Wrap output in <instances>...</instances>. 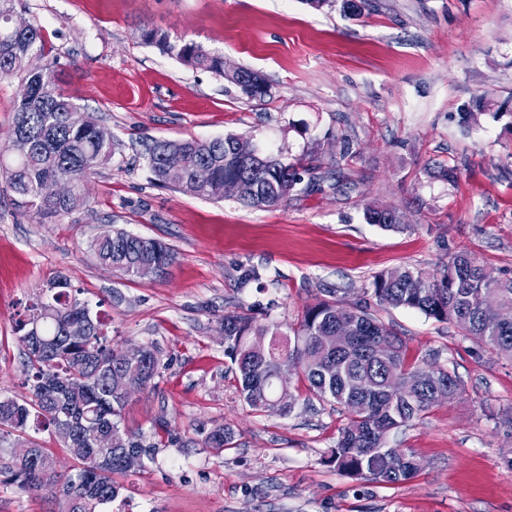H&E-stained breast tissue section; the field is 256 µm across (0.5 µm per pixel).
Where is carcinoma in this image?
Returning <instances> with one entry per match:
<instances>
[{"label":"carcinoma","instance_id":"carcinoma-1","mask_svg":"<svg viewBox=\"0 0 512 512\" xmlns=\"http://www.w3.org/2000/svg\"><path fill=\"white\" fill-rule=\"evenodd\" d=\"M19 0H0V77L20 78L22 93L6 139L0 145V177L16 195L14 205L39 223L60 220L86 201V180L98 167L107 165L115 152L112 133L104 126L87 123L82 110L59 88L52 66L34 72L26 68L33 53L46 56V43L34 23L23 30L11 27ZM143 41L161 54L191 68L207 69L224 76V56L195 42L171 38L165 32L147 29ZM252 97L267 93L265 78L249 69L234 81ZM249 137L228 134L209 140L186 138L159 140L148 152L147 164L154 180L171 185L170 171L189 177L194 168L206 164L211 179L196 196L224 199V183L238 185L236 200L245 207H274L301 183L299 167L279 154H262L248 148ZM74 176L78 186L67 196L50 199L40 188L56 175ZM364 218L384 230L413 229L400 222L395 209L369 204ZM91 248L105 265L127 277L139 276L149 265L162 277L176 262L168 244L124 230L95 238ZM498 296L500 306L512 308V279H494L468 255L454 256L432 276L411 266H398L375 275L369 293L378 306L415 309L439 322H453L473 338L481 349H492L512 359V321L497 320V310L481 304V295ZM28 314L15 321L13 331L24 340L32 324L40 322L38 345L26 351L30 396L21 402L0 399V432L23 431L30 422L60 430L61 442L74 461L64 474L56 471L53 455L32 447V458L14 459L5 468L10 481L36 490L52 480L60 483V512H105L122 496L124 485L116 480L126 470L119 458L132 450L151 461L157 444L126 427L122 409L127 401L117 385L109 384L122 371L120 350L110 346L103 320L92 314L90 303L78 298L68 279L49 280L44 296L27 307ZM343 324L351 329L347 348L331 352L319 337ZM257 326L244 311L224 314V355L234 366L237 391L253 411L287 416L295 398L290 384L276 380L279 367L292 361L318 399L332 402L349 413L339 429L332 458L338 470L354 480L396 484L420 471L413 452L391 445L398 429L442 402L440 394L459 390L456 376L448 369L421 367L409 361L403 339L369 312L367 301L344 305L336 299H320L306 307L297 326L282 331L274 322L266 326L274 337L275 351L265 360L249 351ZM384 341L389 350L378 352ZM146 362L129 369L135 390H151L160 376L161 351L145 346ZM205 447L217 453L234 442V431L217 427L196 429Z\"/></svg>","mask_w":512,"mask_h":512}]
</instances>
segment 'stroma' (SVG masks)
<instances>
[{
  "label": "stroma",
  "instance_id": "1",
  "mask_svg": "<svg viewBox=\"0 0 512 512\" xmlns=\"http://www.w3.org/2000/svg\"><path fill=\"white\" fill-rule=\"evenodd\" d=\"M18 13L40 25L61 88L118 147L89 177L86 204L54 224L18 210L0 180V397L29 395L13 322L59 273L98 304L113 347H160L156 389L125 409L159 450L122 476L112 512H512V359L477 350L456 324L376 308L410 361L447 368L462 389L392 436L422 460L416 476L357 482L330 460L347 412L311 402L298 380L290 416L251 412L222 325L242 308L256 325L293 326L326 293L354 303L377 272L432 275L460 251L512 279V0H366L354 14L304 0H21ZM147 28L259 71L268 94L161 55ZM228 134L329 178L254 209L159 186L142 159L155 140ZM372 202L409 231L366 223ZM111 230L169 244L168 275L101 265L90 244ZM160 418L189 445L155 433ZM222 425L235 432L223 453L192 443L194 429ZM20 442L45 448L58 471L72 464L52 429L31 425L0 440V465ZM59 508L53 488L0 473V512Z\"/></svg>",
  "mask_w": 512,
  "mask_h": 512
}]
</instances>
